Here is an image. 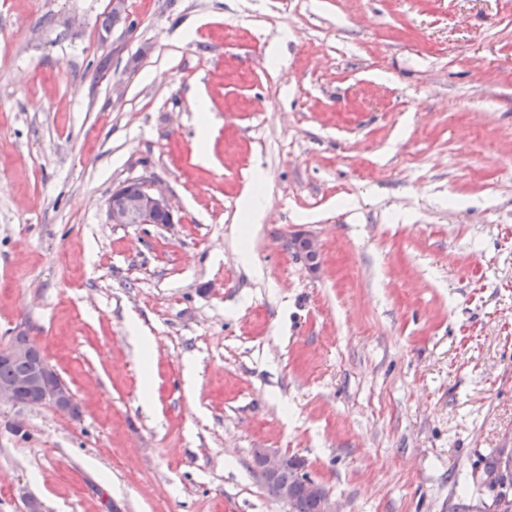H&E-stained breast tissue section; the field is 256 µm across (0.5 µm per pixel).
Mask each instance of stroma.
I'll list each match as a JSON object with an SVG mask.
<instances>
[{"label":"stroma","mask_w":512,"mask_h":512,"mask_svg":"<svg viewBox=\"0 0 512 512\" xmlns=\"http://www.w3.org/2000/svg\"><path fill=\"white\" fill-rule=\"evenodd\" d=\"M110 3L0 0V345L25 331L79 408L0 410V512H288L257 448L341 512H488L512 0H125L106 28ZM138 178L173 223L109 222ZM289 246L296 255L304 259L311 271L317 272L319 270V249L313 238L303 233H296L290 238Z\"/></svg>","instance_id":"35a3bbf8"}]
</instances>
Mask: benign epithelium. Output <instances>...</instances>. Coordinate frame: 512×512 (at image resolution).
<instances>
[{
	"label": "benign epithelium",
	"instance_id": "7a95c632",
	"mask_svg": "<svg viewBox=\"0 0 512 512\" xmlns=\"http://www.w3.org/2000/svg\"><path fill=\"white\" fill-rule=\"evenodd\" d=\"M107 214L112 224H156L160 217L166 224L174 223L168 197L149 179L128 181L112 190L107 200ZM289 246L304 259L311 271L319 270V249L313 238L296 233L290 238ZM28 348V343L14 340L9 348L0 349V363L27 357ZM69 403L68 387L43 357L34 364L32 375L21 385L0 386L1 408L10 407L22 411L48 404L67 414ZM254 460L262 478L268 482L274 480L294 458L269 448H256ZM293 469L296 473L295 481L278 489L280 502L288 506L296 494L302 493L317 498L321 512H340L336 502L321 484L304 472L301 464H295ZM483 482L494 491L498 512H512V467L502 465L484 472Z\"/></svg>",
	"mask_w": 512,
	"mask_h": 512
}]
</instances>
